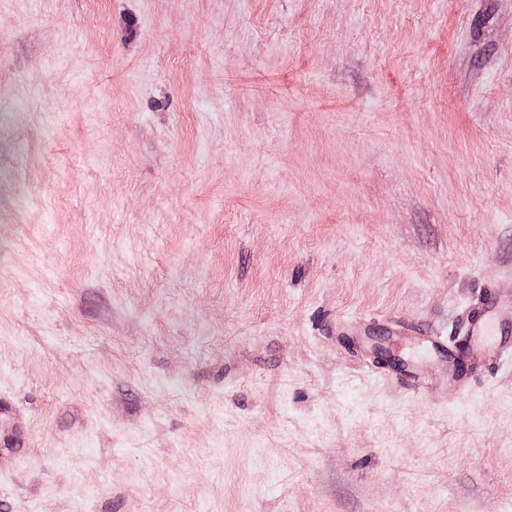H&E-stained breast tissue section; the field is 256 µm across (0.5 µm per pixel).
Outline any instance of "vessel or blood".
<instances>
[{"instance_id": "obj_1", "label": "vessel or blood", "mask_w": 512, "mask_h": 512, "mask_svg": "<svg viewBox=\"0 0 512 512\" xmlns=\"http://www.w3.org/2000/svg\"><path fill=\"white\" fill-rule=\"evenodd\" d=\"M458 329L466 338L467 362L459 364L455 348L437 331L399 317L387 320L395 336L432 352L430 361L408 365L401 380L411 387L424 386L432 369L448 374V402L457 404L468 396L473 383L486 369L512 364V291L486 283L457 315Z\"/></svg>"}]
</instances>
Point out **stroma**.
Listing matches in <instances>:
<instances>
[{
	"mask_svg": "<svg viewBox=\"0 0 512 512\" xmlns=\"http://www.w3.org/2000/svg\"><path fill=\"white\" fill-rule=\"evenodd\" d=\"M512 0H0V512H512ZM387 328L402 340L413 341L434 356L429 362L410 364L403 375L391 379L412 388L425 385L434 368L447 371L448 403L454 405L468 396L478 376L490 367L512 364V291L495 288L491 282L480 287L473 300L457 315L458 329L466 338L467 363L459 367L458 353L448 338L435 330L399 317L387 318Z\"/></svg>",
	"mask_w": 512,
	"mask_h": 512,
	"instance_id": "obj_1",
	"label": "stroma"
}]
</instances>
